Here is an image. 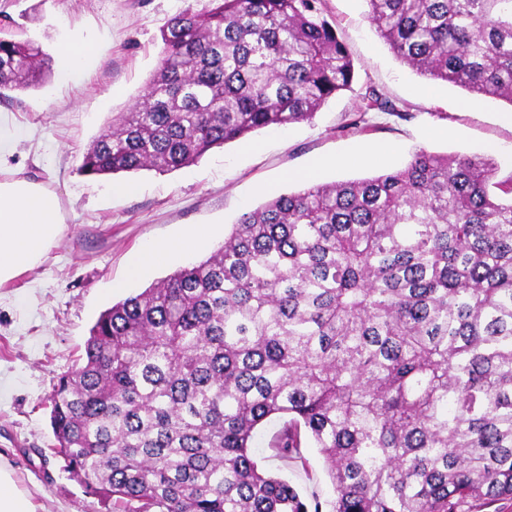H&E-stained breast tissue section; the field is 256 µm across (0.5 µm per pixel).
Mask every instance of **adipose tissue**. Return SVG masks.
Returning a JSON list of instances; mask_svg holds the SVG:
<instances>
[{"label": "adipose tissue", "instance_id": "ef3b65f1", "mask_svg": "<svg viewBox=\"0 0 512 512\" xmlns=\"http://www.w3.org/2000/svg\"><path fill=\"white\" fill-rule=\"evenodd\" d=\"M63 231L58 200L41 182L18 172L0 180V285L37 266ZM205 235L195 229L175 240L147 243L129 256V278L144 275L173 254L193 252Z\"/></svg>", "mask_w": 512, "mask_h": 512}]
</instances>
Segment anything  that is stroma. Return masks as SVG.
Instances as JSON below:
<instances>
[{
    "label": "stroma",
    "instance_id": "obj_1",
    "mask_svg": "<svg viewBox=\"0 0 512 512\" xmlns=\"http://www.w3.org/2000/svg\"><path fill=\"white\" fill-rule=\"evenodd\" d=\"M207 0H0V16L49 54V71L35 89L0 101V118L13 134L11 156L0 174L20 171L41 181L60 203L63 236L41 263L0 286V461L27 491L37 512H107L95 496L51 454L55 439L48 398L59 376L82 364L89 330L104 310L191 263L205 259L246 211L297 189L288 173L314 158L331 159L326 182L370 177L406 164L421 149L441 155L492 158L499 178L512 175V124L505 104L467 106V93L417 75L402 64L368 22L364 0H325L329 21L346 43L356 78L308 123L269 128L211 150L174 171L86 176L78 168L92 141L118 113L131 111L158 68L161 30L184 9ZM89 41L97 52L79 77L59 79L66 60L61 45ZM375 88L401 116L370 112L361 129V97ZM380 146L369 161H352L355 147ZM137 190L113 192L116 184ZM203 228L195 252L158 265L145 278L113 290L123 280L130 253L147 240ZM281 420L265 423L254 458L280 474L306 498L329 506L331 481L317 448L301 464L274 457L269 446Z\"/></svg>",
    "mask_w": 512,
    "mask_h": 512
}]
</instances>
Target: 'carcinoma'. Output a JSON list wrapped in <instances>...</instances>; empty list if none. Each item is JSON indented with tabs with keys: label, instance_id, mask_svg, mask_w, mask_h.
Segmentation results:
<instances>
[{
	"label": "carcinoma",
	"instance_id": "carcinoma-1",
	"mask_svg": "<svg viewBox=\"0 0 512 512\" xmlns=\"http://www.w3.org/2000/svg\"><path fill=\"white\" fill-rule=\"evenodd\" d=\"M403 64L512 106V0H365ZM87 176L168 172L310 122L354 64L323 0H208L161 31ZM50 57L0 27V99ZM363 111L395 105L371 89ZM425 150L281 193L208 258L103 311L50 397L51 451L112 512H321L252 457L256 431L319 448L331 512H458L512 499V175Z\"/></svg>",
	"mask_w": 512,
	"mask_h": 512
}]
</instances>
